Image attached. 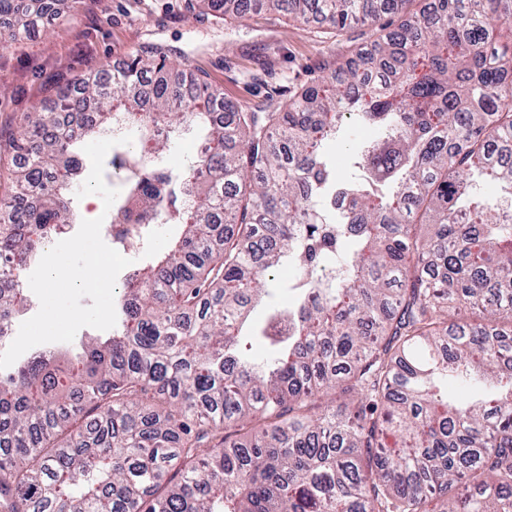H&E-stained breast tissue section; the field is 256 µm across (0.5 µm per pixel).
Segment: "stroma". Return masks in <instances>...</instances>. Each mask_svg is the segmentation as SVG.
I'll list each match as a JSON object with an SVG mask.
<instances>
[{
  "instance_id": "1",
  "label": "stroma",
  "mask_w": 512,
  "mask_h": 512,
  "mask_svg": "<svg viewBox=\"0 0 512 512\" xmlns=\"http://www.w3.org/2000/svg\"><path fill=\"white\" fill-rule=\"evenodd\" d=\"M0 19V125H17L34 111L40 84L54 74L95 75L139 55L164 54L168 65L200 71L226 100L247 112H272L327 77L329 62L376 38L374 28L342 34L283 14L231 25L185 17L182 0H78L50 33L14 43Z\"/></svg>"
}]
</instances>
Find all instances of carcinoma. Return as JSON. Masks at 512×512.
Segmentation results:
<instances>
[{
    "label": "carcinoma",
    "instance_id": "obj_1",
    "mask_svg": "<svg viewBox=\"0 0 512 512\" xmlns=\"http://www.w3.org/2000/svg\"><path fill=\"white\" fill-rule=\"evenodd\" d=\"M0 0L10 39L40 27ZM405 0H184L232 23L281 11L343 32ZM512 0L433 8L329 66L276 112H243L200 74L59 77L0 129V327L23 276L74 224L87 139L117 210L179 224L124 275L116 325L0 376V512H512ZM374 130L340 174L328 145ZM199 143L159 165L184 129ZM236 232L224 234L223 224ZM431 224L424 237L416 225ZM293 265V305L272 273ZM485 315L448 322V296ZM269 311L253 357L241 339ZM387 429L401 447H384Z\"/></svg>",
    "mask_w": 512,
    "mask_h": 512
}]
</instances>
